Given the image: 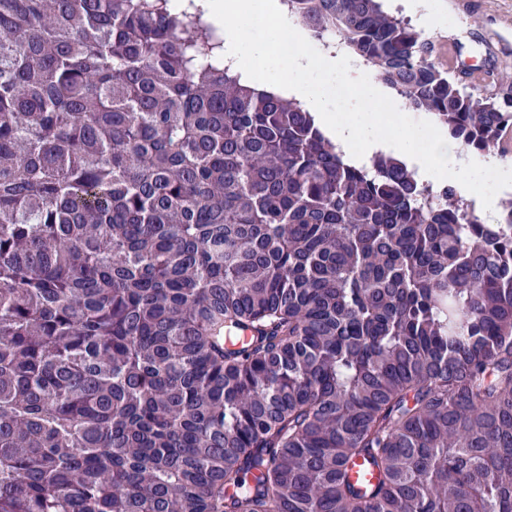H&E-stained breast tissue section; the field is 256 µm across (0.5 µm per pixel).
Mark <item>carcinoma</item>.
Returning a JSON list of instances; mask_svg holds the SVG:
<instances>
[{"label": "carcinoma", "instance_id": "cac0c4a2", "mask_svg": "<svg viewBox=\"0 0 512 512\" xmlns=\"http://www.w3.org/2000/svg\"><path fill=\"white\" fill-rule=\"evenodd\" d=\"M180 2L0 0V512H512V205L352 163ZM281 6L512 130L382 0Z\"/></svg>", "mask_w": 512, "mask_h": 512}]
</instances>
